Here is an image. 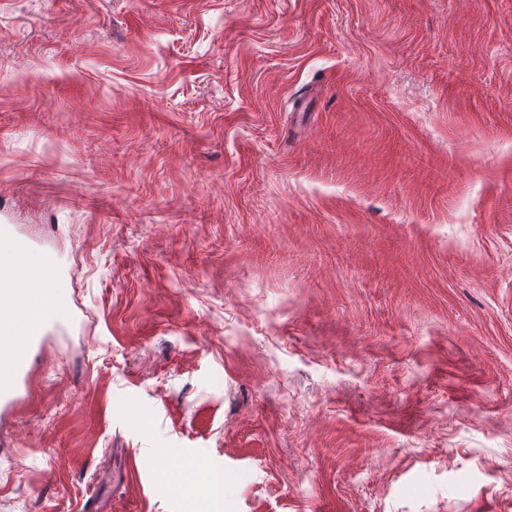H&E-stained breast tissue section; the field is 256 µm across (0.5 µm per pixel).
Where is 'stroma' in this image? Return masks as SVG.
<instances>
[{
  "mask_svg": "<svg viewBox=\"0 0 512 512\" xmlns=\"http://www.w3.org/2000/svg\"><path fill=\"white\" fill-rule=\"evenodd\" d=\"M1 237L0 512H512V0H0ZM17 249L0 255V399H11L15 393L19 376L28 365V347L36 335H24L18 328L15 307L20 302L35 303L20 307L19 313L26 316V324H34L39 319L55 317L62 312L57 302L53 286L48 282L23 287V277L18 274L21 267L32 278L51 280V262H35L28 256L29 247L20 242Z\"/></svg>",
  "mask_w": 512,
  "mask_h": 512,
  "instance_id": "35a3bbf8",
  "label": "stroma"
}]
</instances>
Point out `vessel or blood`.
<instances>
[{"instance_id":"1","label":"vessel or blood","mask_w":512,"mask_h":512,"mask_svg":"<svg viewBox=\"0 0 512 512\" xmlns=\"http://www.w3.org/2000/svg\"><path fill=\"white\" fill-rule=\"evenodd\" d=\"M51 273V263L30 259L27 244L0 255V399L13 397L17 380L28 365L31 338L19 330L14 310L18 303L38 299L39 291L24 287L23 279L47 280Z\"/></svg>"}]
</instances>
